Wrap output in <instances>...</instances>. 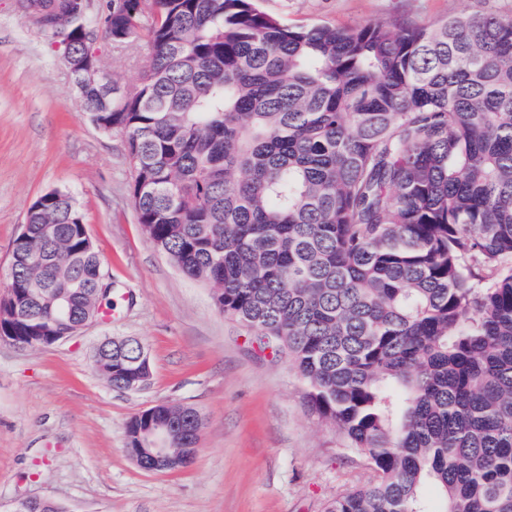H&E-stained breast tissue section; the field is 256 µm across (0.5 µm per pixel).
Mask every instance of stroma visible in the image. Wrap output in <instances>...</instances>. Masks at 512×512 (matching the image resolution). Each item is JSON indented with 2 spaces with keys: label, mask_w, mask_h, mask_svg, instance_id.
<instances>
[{
  "label": "stroma",
  "mask_w": 512,
  "mask_h": 512,
  "mask_svg": "<svg viewBox=\"0 0 512 512\" xmlns=\"http://www.w3.org/2000/svg\"><path fill=\"white\" fill-rule=\"evenodd\" d=\"M291 25L430 22L458 12L512 17V0H261ZM115 80L149 64L138 40L100 43ZM63 49L0 0V281L31 203L75 196L112 279L114 320L41 348L0 341V512L49 498L65 512H324L371 471L315 414L287 355L260 352L221 314L209 286L186 278L144 236L121 134L99 130L76 97ZM136 336L151 377L113 389L93 370L104 337ZM197 409L198 450L179 470L149 472L126 453L128 420L161 403Z\"/></svg>",
  "instance_id": "obj_1"
}]
</instances>
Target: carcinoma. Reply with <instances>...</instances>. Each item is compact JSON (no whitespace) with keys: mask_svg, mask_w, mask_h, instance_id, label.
I'll list each match as a JSON object with an SVG mask.
<instances>
[{"mask_svg":"<svg viewBox=\"0 0 512 512\" xmlns=\"http://www.w3.org/2000/svg\"><path fill=\"white\" fill-rule=\"evenodd\" d=\"M102 18L42 31L71 51L147 37L138 82L86 111L124 137L150 243L288 353L366 459L372 479L326 512H512V18L292 27L258 0H112ZM26 221L4 339L37 346L96 311L103 263L74 196ZM93 366L123 389L145 362L132 342ZM151 420L174 448L203 426L162 403L127 448Z\"/></svg>","mask_w":512,"mask_h":512,"instance_id":"cac0c4a2","label":"carcinoma"}]
</instances>
